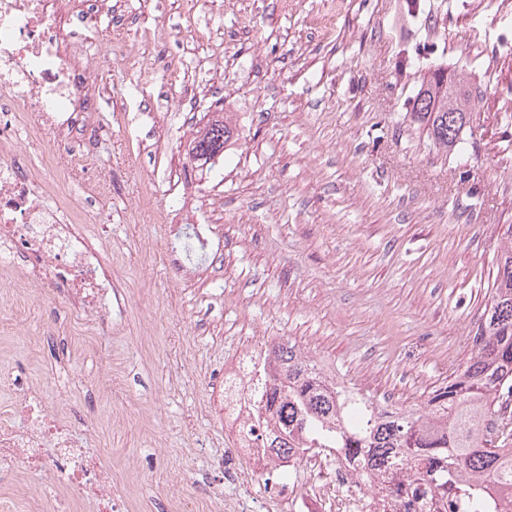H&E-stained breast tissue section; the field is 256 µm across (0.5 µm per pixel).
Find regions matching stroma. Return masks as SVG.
<instances>
[{
	"label": "stroma",
	"mask_w": 512,
	"mask_h": 512,
	"mask_svg": "<svg viewBox=\"0 0 512 512\" xmlns=\"http://www.w3.org/2000/svg\"><path fill=\"white\" fill-rule=\"evenodd\" d=\"M120 12L112 64L94 74L120 109L100 106L109 132L69 152L109 191L81 229L124 322L109 337L90 316L74 329L36 295L0 310V353L47 404L68 399L134 512H224L267 495L211 452L233 446L213 399L243 351L292 341L327 381L408 409L469 357L512 224V0H122ZM157 32L175 67L131 85ZM437 65L479 99L452 153L411 112ZM215 117L233 138L193 160ZM139 195L163 223L135 211ZM196 225L206 265L169 250Z\"/></svg>",
	"instance_id": "stroma-1"
}]
</instances>
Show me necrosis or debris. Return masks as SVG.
<instances>
[{
  "label": "necrosis or debris",
  "instance_id": "1",
  "mask_svg": "<svg viewBox=\"0 0 512 512\" xmlns=\"http://www.w3.org/2000/svg\"><path fill=\"white\" fill-rule=\"evenodd\" d=\"M65 0H0V305L35 292L61 294L68 310L81 318L97 316L101 335L125 315L122 302L112 299V269L88 239L76 229L87 211L83 193L60 185L61 200L49 201L44 187L54 170L24 171L17 151L18 120L28 122L31 139L54 151L66 134H77L81 145H93L101 129L82 117L84 98L111 96L110 88L78 84L76 72L87 51L86 39L98 37L99 60H112V45L99 25L111 13L109 0H85L83 9L69 13ZM258 361L242 356L226 383L238 396L230 416L237 428V455L229 470L238 478L248 466L263 469L275 493L268 500L249 502V512H270L273 503L290 499L294 512H378L379 506L356 464L338 460L333 480L335 498L322 489L287 497L280 473L305 467L321 469V458L280 462L271 449L248 445L254 420L252 404L259 393ZM15 422L0 423V486L24 485L32 477H51L73 506L89 503L93 512H128L126 495L114 490L112 473L98 454L84 448L66 421L65 403L47 406L40 385L9 375Z\"/></svg>",
  "mask_w": 512,
  "mask_h": 512
}]
</instances>
